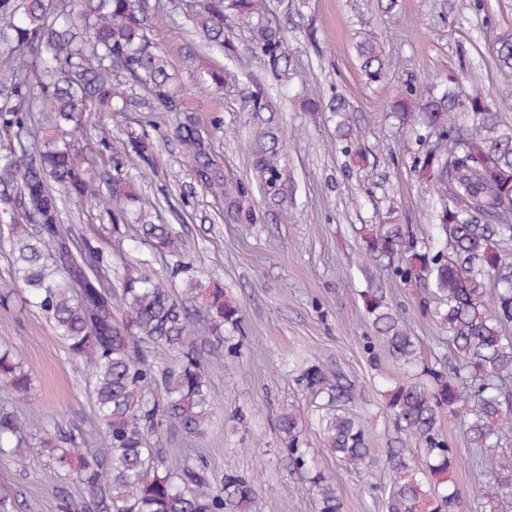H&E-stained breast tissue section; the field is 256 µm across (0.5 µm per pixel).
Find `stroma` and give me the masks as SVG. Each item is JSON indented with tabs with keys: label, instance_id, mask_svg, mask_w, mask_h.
I'll use <instances>...</instances> for the list:
<instances>
[{
	"label": "stroma",
	"instance_id": "35a3bbf8",
	"mask_svg": "<svg viewBox=\"0 0 512 512\" xmlns=\"http://www.w3.org/2000/svg\"><path fill=\"white\" fill-rule=\"evenodd\" d=\"M267 9L290 50V70L280 78L263 64L243 27L230 34L236 53L231 60L202 50L181 10L167 6L152 18V37L188 88L225 181L246 187L236 209L196 180L166 114L116 112L109 119L114 140L132 130L157 144L154 169L133 159L127 173L157 202L161 222L187 241L188 270L177 271L175 257L153 255L135 225L113 219L106 201L70 199L64 221L110 255L113 288L148 257L152 271L174 289L190 275L220 281L240 310V331L221 344L199 303L190 305L210 365L211 423L192 442L176 428L161 427L151 443L167 462L185 447L197 448L214 482L228 469L257 476L250 512H314L308 482L289 473L282 459L285 442L276 418L288 408L299 416L319 468L333 477L343 512H387L384 459L398 432L385 411L384 392L400 373L375 339L362 292L383 290L418 337L430 368L448 371L454 358L445 333L419 308L424 288L400 282L384 263L364 258L358 229L382 223L392 208L415 236L428 240L445 195L444 185L421 181L414 171L416 138L389 116L395 93L471 70L512 124V73L499 71L492 55L495 37L512 32V0H398L390 14L379 10L377 0H268ZM367 34L385 55L386 77L378 83L366 80L356 54L357 41ZM218 70L219 85L209 78ZM335 98L348 107L347 144L337 141L336 117L327 109ZM265 132L282 144L278 202L263 198L251 171L249 146ZM354 147L362 148L365 164H354ZM1 346L23 360L33 379L37 410L28 432L80 438L97 428L83 363L71 357L43 314L25 306L11 275L9 248L0 241ZM311 365L354 382L355 401L339 410L370 433L376 462L369 470L347 472L324 447L316 393L300 378ZM441 428L457 458L459 495L449 512H512V496L496 509L485 506L478 489L486 477L476 451L458 423ZM0 486L12 494V512H88L90 504L75 479L54 472L36 448L22 458L0 459Z\"/></svg>",
	"mask_w": 512,
	"mask_h": 512
}]
</instances>
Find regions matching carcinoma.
I'll use <instances>...</instances> for the list:
<instances>
[{
	"label": "carcinoma",
	"mask_w": 512,
	"mask_h": 512,
	"mask_svg": "<svg viewBox=\"0 0 512 512\" xmlns=\"http://www.w3.org/2000/svg\"><path fill=\"white\" fill-rule=\"evenodd\" d=\"M0 0V233L11 247L12 276L27 291L28 305L52 324L72 357L85 363L97 419L104 426V451L91 455L82 443L56 434L32 437L26 421L33 410L31 377L8 349L0 348V383L14 399L0 407V458L39 448L56 470L75 473L94 512H238L256 497L255 479L224 473L222 488L207 477L201 457L184 450L169 466L150 437L164 425L191 438L210 421L207 366L197 346L194 313L166 281L145 272L128 278L119 298L109 283L111 258L90 241L71 248L72 227L64 223L62 195L96 197L76 142L85 118L131 108L176 117L173 135L190 156L196 178L229 205L243 187L224 183L210 153L208 134L185 102L167 57L151 38V17L162 0ZM188 19L212 50L231 49L227 21L246 27L255 48L276 75L288 71L290 53L282 33L268 25L264 0H204L188 5ZM361 69L372 82L385 77L381 43L356 44ZM497 68L512 72V32L494 43ZM337 137L350 138L342 100L333 108ZM393 116L422 144L414 170L424 181L450 187L437 215V238L420 241L404 224H364L357 229L372 259L386 260L402 282L428 290L420 309L448 335L455 365L431 372L423 383L409 371L421 348L400 314L375 292L363 296L371 325L402 378L386 393V409L397 430L423 453L418 462L404 441L388 449V512H447L458 497L448 483L456 460L445 442L440 417L456 418L473 448L490 449L484 466L492 480L483 499L495 508L512 493V456L493 452L512 435V125L479 87L450 77L440 91L409 89L393 102ZM115 218L131 219L156 249L184 255V243L169 224L155 222L156 206L138 195L123 171L134 155L147 167L156 154L133 131L121 147L110 142ZM259 190L282 194L283 169L276 143L251 147ZM184 294L197 300L212 335L226 339L241 318L217 282L189 279ZM147 345L175 351L165 364ZM331 402L354 399V385L330 381L315 366L303 373ZM160 389L161 399L153 395ZM278 427L288 466L310 483L316 512H342L333 479L315 470L302 448L297 416L284 410ZM325 448L349 471L373 461L370 435L354 417H320Z\"/></svg>",
	"instance_id": "cac0c4a2"
}]
</instances>
